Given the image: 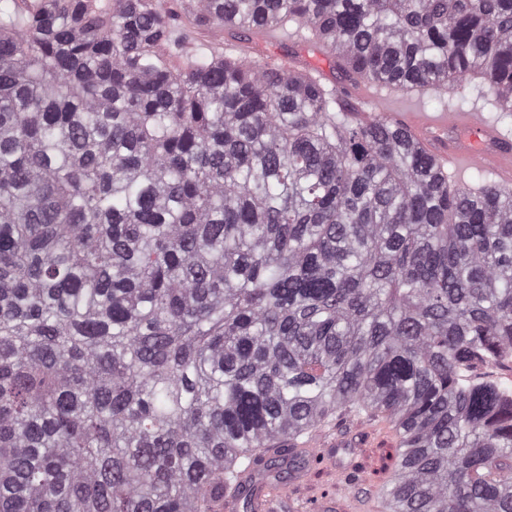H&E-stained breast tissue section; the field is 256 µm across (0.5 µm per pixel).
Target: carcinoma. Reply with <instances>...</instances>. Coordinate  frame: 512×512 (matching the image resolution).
<instances>
[{"label":"carcinoma","instance_id":"cac0c4a2","mask_svg":"<svg viewBox=\"0 0 512 512\" xmlns=\"http://www.w3.org/2000/svg\"><path fill=\"white\" fill-rule=\"evenodd\" d=\"M0 4V512H217L323 430L379 512H512V184L220 48L512 112V0ZM239 38L231 34H224V49L232 47L237 50H248L256 43L259 45V51L257 54H253V58L259 62L284 58L296 70H310L319 67L321 69L319 77L322 83L329 89H333L338 96L339 88L345 83H350L356 88L362 85V83H354L346 78L336 66L334 67L323 50L303 44L297 38L282 39L278 42H276L278 40L276 36H268V40L271 42L262 35H253L250 37V41L244 40L243 37L241 40Z\"/></svg>","mask_w":512,"mask_h":512}]
</instances>
